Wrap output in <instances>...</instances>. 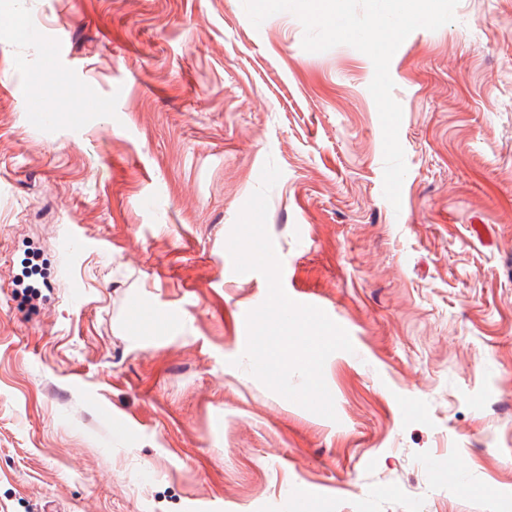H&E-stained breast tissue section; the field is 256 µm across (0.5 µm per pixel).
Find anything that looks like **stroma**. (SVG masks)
Wrapping results in <instances>:
<instances>
[{"mask_svg": "<svg viewBox=\"0 0 512 512\" xmlns=\"http://www.w3.org/2000/svg\"><path fill=\"white\" fill-rule=\"evenodd\" d=\"M302 38L242 0H0V512H512V0L394 54L397 209L371 60ZM269 159L283 288L354 346L332 420L233 363Z\"/></svg>", "mask_w": 512, "mask_h": 512, "instance_id": "1", "label": "stroma"}]
</instances>
